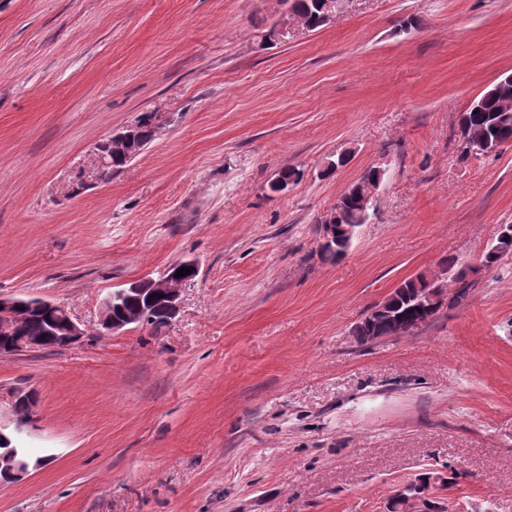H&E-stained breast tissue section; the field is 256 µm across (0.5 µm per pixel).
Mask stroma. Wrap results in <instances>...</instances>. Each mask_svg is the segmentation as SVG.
<instances>
[{"label": "stroma", "mask_w": 512, "mask_h": 512, "mask_svg": "<svg viewBox=\"0 0 512 512\" xmlns=\"http://www.w3.org/2000/svg\"><path fill=\"white\" fill-rule=\"evenodd\" d=\"M290 10L0 0V295L87 329L0 357V389L38 397L0 512H390L408 483L419 512H512V255L416 335L351 334L512 225V143L463 162L457 128L512 73V0H338L315 31ZM147 112L154 140L100 180L98 141ZM374 167L322 261L319 219ZM187 259L170 324L102 334L105 293ZM381 180L382 171L378 169V179L375 182L360 181L351 185L360 197L361 209L354 193L348 191L341 199L345 213V224H340L342 222V209L338 202H336V205L322 217V224L319 226L321 229L318 241L319 246L321 245L333 251L336 250L340 254L349 252L354 239L358 235L359 228L362 224H366L369 219V211L373 207L375 191L379 187ZM359 209L358 221L361 224H356V211Z\"/></svg>", "instance_id": "obj_1"}]
</instances>
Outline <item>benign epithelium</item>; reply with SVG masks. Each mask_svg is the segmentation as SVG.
Listing matches in <instances>:
<instances>
[{
	"mask_svg": "<svg viewBox=\"0 0 512 512\" xmlns=\"http://www.w3.org/2000/svg\"><path fill=\"white\" fill-rule=\"evenodd\" d=\"M488 94L498 99L501 111L512 112V74L502 76L492 85L487 94L475 98L470 103L468 110L478 109ZM470 143L472 152L481 156L493 155L500 149L498 141L476 134L471 135ZM141 148L142 143L135 124L129 125L122 131L101 140L96 147L98 177L102 178L112 174L113 154L121 153L132 159L141 153ZM380 183L381 180L378 179L374 182L360 181L353 184V189L358 193L361 204L358 223H342V209L338 205L334 206L322 217L318 244L340 254L349 252L354 239L358 235L360 225L367 223L369 219V211L373 207L375 191ZM182 267L190 268L191 275L187 277L177 275V270ZM197 273L198 265L196 262L182 260L168 266L156 277L131 280L122 287L107 292L100 300L98 308L101 329L108 334H115L145 322L147 308L141 307L131 313L123 311L125 301L128 297L134 295L146 299L152 294L164 295V302L167 305L169 315L173 318L176 317L180 311L182 286L192 280V276ZM447 274L448 269L444 268L439 274L425 276L428 287L423 291L418 290L409 294V298L420 309L421 315L419 318L405 319L393 315L392 305L385 298L370 310L367 319L371 322L377 319L384 320L388 330V334H386L388 338H401L416 334L433 322L442 310L449 308L446 290L447 278H445ZM29 312H51L55 314V319L50 323L48 335L55 340L54 347L57 350L73 347L81 342L86 335L83 324L62 304L35 296L25 298H4L0 296V337L8 340L7 350H0L1 357L41 349V338L39 337L13 336V332L21 325ZM9 404L11 412L15 413L16 431L19 432L25 426V422L24 417L16 415L17 408L24 407L31 414L34 412L36 399L29 391L15 389L9 393ZM0 472L5 474V477L0 479L1 482L12 483L20 480L28 472V467L26 462L20 459L17 452L14 451L0 454Z\"/></svg>",
	"mask_w": 512,
	"mask_h": 512,
	"instance_id": "benign-epithelium-1",
	"label": "benign epithelium"
}]
</instances>
